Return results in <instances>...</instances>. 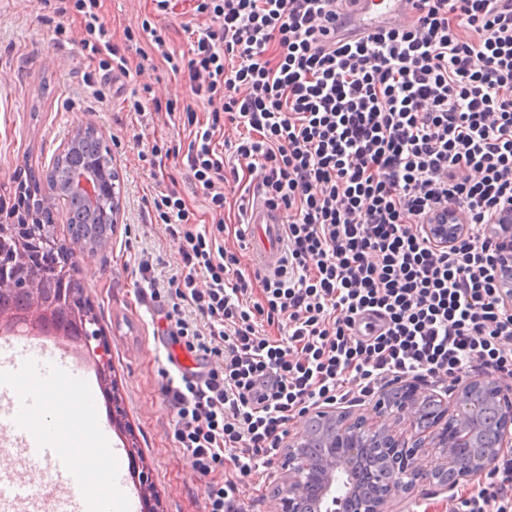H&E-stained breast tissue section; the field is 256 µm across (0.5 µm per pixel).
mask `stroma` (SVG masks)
I'll return each mask as SVG.
<instances>
[{
    "mask_svg": "<svg viewBox=\"0 0 512 512\" xmlns=\"http://www.w3.org/2000/svg\"><path fill=\"white\" fill-rule=\"evenodd\" d=\"M152 10L151 0H103L101 8L119 44L124 29H140ZM43 13L41 0H0V199L12 201L19 182L29 176L45 180L74 127L91 122L102 131L120 174L121 222L106 244L77 252L74 259V278L109 348L116 385L112 400L101 402L99 415L110 419L117 447L135 449L159 512H204L203 480L174 438L161 391L166 350L156 341L151 314L167 307L169 297L163 292L155 304L142 301L136 270L145 250L161 260L159 279L180 268L178 245L166 225L144 220L147 202L156 193L177 189L196 224H211L212 218L185 170L173 168L167 177H154L138 159L139 150L153 144L178 145L177 128L126 111L123 103L131 92L143 90L148 98L183 105L190 101L189 82L164 68H147L115 76L105 97H96L84 80L82 25L67 22L66 39L58 44L41 21Z\"/></svg>",
    "mask_w": 512,
    "mask_h": 512,
    "instance_id": "obj_1",
    "label": "stroma"
}]
</instances>
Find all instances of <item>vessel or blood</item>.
Segmentation results:
<instances>
[{"label":"vessel or blood","instance_id":"obj_1","mask_svg":"<svg viewBox=\"0 0 512 512\" xmlns=\"http://www.w3.org/2000/svg\"><path fill=\"white\" fill-rule=\"evenodd\" d=\"M412 14L410 0H357L351 21L371 28L406 22ZM249 226L259 270L268 277L277 275L284 257L280 211L256 203ZM62 385L80 394L94 419L93 436L113 460L104 471V492L88 501L82 496L84 478L96 461L80 457L76 449L62 447L57 434L67 429V422L51 421L37 431L27 425L28 419L42 413L47 395ZM98 413L93 378L78 366L66 340L0 337V437L13 440L27 452L33 467L47 465L56 470L58 481L46 495L49 512H55L61 501L69 505L70 512H138L122 451L113 447L112 428Z\"/></svg>","mask_w":512,"mask_h":512}]
</instances>
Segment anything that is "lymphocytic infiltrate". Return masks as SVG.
I'll return each instance as SVG.
<instances>
[{"mask_svg":"<svg viewBox=\"0 0 512 512\" xmlns=\"http://www.w3.org/2000/svg\"><path fill=\"white\" fill-rule=\"evenodd\" d=\"M55 38L80 20L97 71L128 74L100 0H44ZM348 0H195L203 25L141 30L193 102L154 105L189 127L182 155L210 210L235 194L238 241L255 200L284 209L289 265L251 278L224 226L197 229L174 189L148 215L181 268L159 310L198 376L162 370L174 437L205 478V512H248L246 480L281 454L289 424L403 378L512 379V302L490 228L512 225V0H414L411 23L362 35ZM208 112L198 123L195 105ZM235 128L238 137L217 145ZM258 170L254 193L240 171ZM429 224H463L452 243ZM448 512H512V451Z\"/></svg>","mask_w":512,"mask_h":512,"instance_id":"1","label":"lymphocytic infiltrate"}]
</instances>
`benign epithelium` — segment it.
<instances>
[{
	"label": "benign epithelium",
	"mask_w": 512,
	"mask_h": 512,
	"mask_svg": "<svg viewBox=\"0 0 512 512\" xmlns=\"http://www.w3.org/2000/svg\"><path fill=\"white\" fill-rule=\"evenodd\" d=\"M76 190L97 202L110 192L107 182L85 179L77 182ZM68 205V198L48 189L38 197H29L14 207L0 206V289L22 290L32 300V311L41 313V288L53 278L61 298L82 325H94L92 312L74 295L66 266L73 254L46 236L32 234L35 212L49 211L57 204ZM465 231L462 224H429L431 239L450 243ZM497 280L499 287L512 290V225L498 233ZM484 386L492 391L497 402L500 420L496 439L490 448L474 443L479 415V403L473 389ZM404 397L397 403L383 395L372 405L374 418L354 417L350 410L339 405L323 406L313 412L310 421L321 419L331 427L325 439L330 454L320 462L304 455L300 448L313 439L311 428L288 444L285 464L288 484L277 496L278 512H394L393 503L413 489L435 486L446 493L463 481H471L488 470L493 460L512 447V388L491 380H472L457 384L448 401L425 390L417 383L400 385ZM435 403L434 414L426 432L417 429L419 409L424 403ZM386 417L407 420L416 430L414 439L406 441L391 426L383 423ZM372 449L374 464L370 489L363 492L351 476L352 467L364 451ZM424 448L435 449L431 468L421 470L416 457Z\"/></svg>",
	"instance_id": "1"
}]
</instances>
